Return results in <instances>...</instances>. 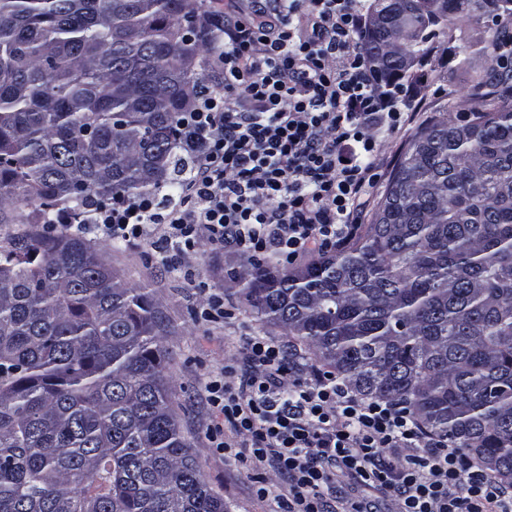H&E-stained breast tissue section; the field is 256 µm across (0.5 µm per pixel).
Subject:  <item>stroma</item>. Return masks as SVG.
<instances>
[{
  "instance_id": "obj_1",
  "label": "stroma",
  "mask_w": 512,
  "mask_h": 512,
  "mask_svg": "<svg viewBox=\"0 0 512 512\" xmlns=\"http://www.w3.org/2000/svg\"><path fill=\"white\" fill-rule=\"evenodd\" d=\"M512 32V19L500 26L487 21L461 22L436 37L439 53L449 64L435 63L416 112L399 130H378V157L383 176L365 195L364 219H371L384 193L386 176L400 159L415 132L428 120L469 115L473 107L472 82L487 75L493 54L491 41L497 28ZM168 228L151 225L140 241L131 243L112 234L105 226H90L86 240L98 251L124 283L149 292L166 325L163 337L164 366L170 391L171 409L189 452L202 467L214 493L224 500L226 512H280L288 501L289 481L271 461L256 462L244 451V436L230 424L219 423L210 401L212 380L225 378L236 389L248 379L253 367L247 345L255 336L281 341L285 335L275 327L261 324L246 311L237 285L228 271L242 270L245 255L228 247L211 244L200 237L196 252L185 255L179 265L168 262L164 239ZM224 298L222 318H203L211 295ZM233 374H225V366ZM228 444L227 453L212 446L213 436ZM266 485V495H258V485ZM326 512H349L359 503L364 512H397L393 497L358 485L351 477L335 473L323 492Z\"/></svg>"
}]
</instances>
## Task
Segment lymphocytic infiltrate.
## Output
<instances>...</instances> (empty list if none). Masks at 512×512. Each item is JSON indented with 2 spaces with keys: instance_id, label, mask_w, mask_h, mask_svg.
I'll use <instances>...</instances> for the list:
<instances>
[{
  "instance_id": "lymphocytic-infiltrate-1",
  "label": "lymphocytic infiltrate",
  "mask_w": 512,
  "mask_h": 512,
  "mask_svg": "<svg viewBox=\"0 0 512 512\" xmlns=\"http://www.w3.org/2000/svg\"><path fill=\"white\" fill-rule=\"evenodd\" d=\"M363 10V0H268L251 16H214L224 27V90L179 115L177 146L192 159L186 195L165 214L151 195L97 201L103 223L129 241L168 225L176 261L197 249L201 225L213 244L283 267L350 241L375 177L370 129L402 128L429 80L425 67L412 78H376L358 45ZM248 351L254 373L236 393L212 381V404L253 458L287 475L286 512H325L332 465L395 495L398 512H512V486L407 408L357 397L321 370L282 398L293 356L266 338Z\"/></svg>"
}]
</instances>
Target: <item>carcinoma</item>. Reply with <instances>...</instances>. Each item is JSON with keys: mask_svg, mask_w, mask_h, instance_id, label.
<instances>
[{"mask_svg": "<svg viewBox=\"0 0 512 512\" xmlns=\"http://www.w3.org/2000/svg\"><path fill=\"white\" fill-rule=\"evenodd\" d=\"M407 50L512 0H374ZM187 0H0V198L32 224L174 184L201 87ZM473 118L431 120L363 235L292 270L234 272L245 305L354 392L401 401L512 482V70ZM163 321L80 235L0 248V512H224L170 408Z\"/></svg>", "mask_w": 512, "mask_h": 512, "instance_id": "carcinoma-1", "label": "carcinoma"}]
</instances>
